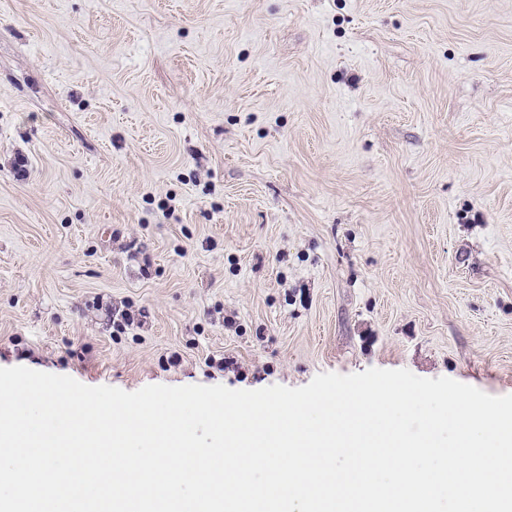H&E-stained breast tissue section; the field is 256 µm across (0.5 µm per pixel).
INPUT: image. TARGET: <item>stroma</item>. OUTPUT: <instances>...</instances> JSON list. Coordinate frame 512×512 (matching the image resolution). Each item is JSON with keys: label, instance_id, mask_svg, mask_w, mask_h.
Listing matches in <instances>:
<instances>
[{"label": "stroma", "instance_id": "35a3bbf8", "mask_svg": "<svg viewBox=\"0 0 512 512\" xmlns=\"http://www.w3.org/2000/svg\"><path fill=\"white\" fill-rule=\"evenodd\" d=\"M15 366L512 394V0H0Z\"/></svg>", "mask_w": 512, "mask_h": 512}]
</instances>
